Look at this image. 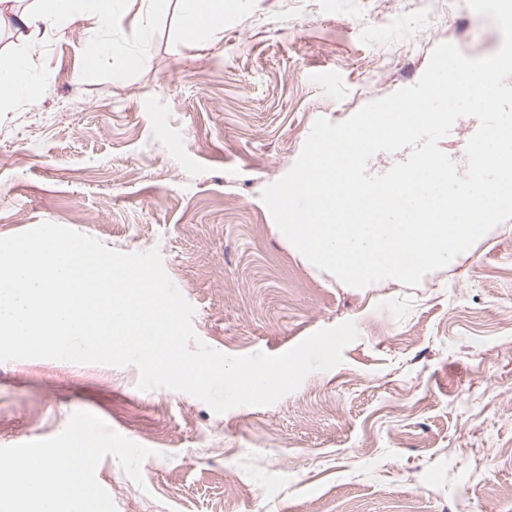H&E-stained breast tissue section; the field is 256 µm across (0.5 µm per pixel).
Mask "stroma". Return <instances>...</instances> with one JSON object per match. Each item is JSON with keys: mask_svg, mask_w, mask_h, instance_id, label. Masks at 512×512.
Returning <instances> with one entry per match:
<instances>
[{"mask_svg": "<svg viewBox=\"0 0 512 512\" xmlns=\"http://www.w3.org/2000/svg\"><path fill=\"white\" fill-rule=\"evenodd\" d=\"M127 6L113 28L82 7L32 54L0 19V53L30 54L32 82L0 109V237L50 222L159 249L196 334L229 355L345 321L359 337L277 403L220 415L139 390L132 366L0 362V446L98 415L154 451L139 484L98 465L117 512H512V220L418 287L358 289L308 264L260 199L317 118L414 85L440 43L492 55L498 28L464 0H227L223 31L186 41L176 0ZM94 33L114 49L89 68ZM128 53L145 65L113 79Z\"/></svg>", "mask_w": 512, "mask_h": 512, "instance_id": "stroma-1", "label": "stroma"}]
</instances>
